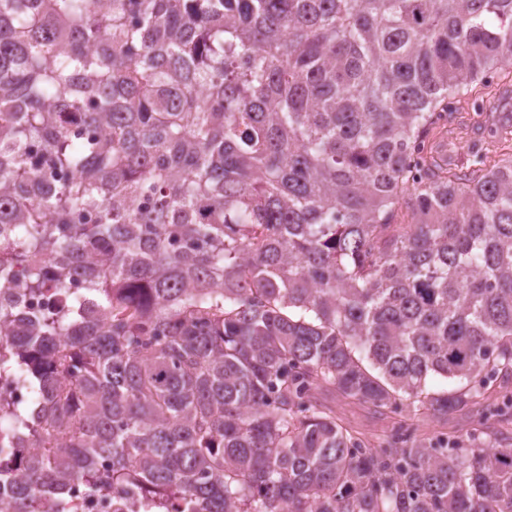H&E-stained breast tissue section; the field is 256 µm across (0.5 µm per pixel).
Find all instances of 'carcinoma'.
<instances>
[{
    "label": "carcinoma",
    "mask_w": 512,
    "mask_h": 512,
    "mask_svg": "<svg viewBox=\"0 0 512 512\" xmlns=\"http://www.w3.org/2000/svg\"><path fill=\"white\" fill-rule=\"evenodd\" d=\"M511 104L512 0H0L3 287L62 301L0 306V373L67 436L24 457L0 407V512L83 477L141 512H512ZM325 393L476 435L373 445Z\"/></svg>",
    "instance_id": "1"
}]
</instances>
